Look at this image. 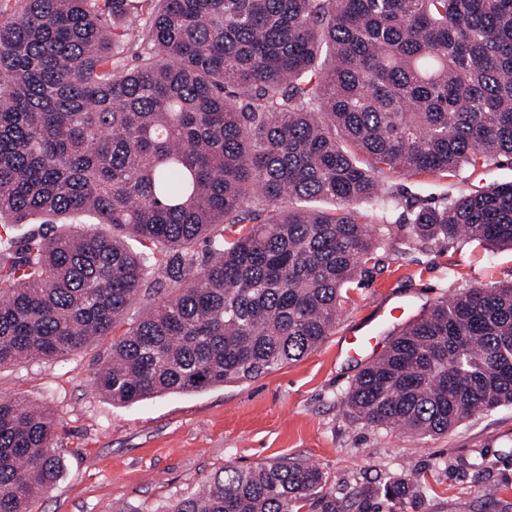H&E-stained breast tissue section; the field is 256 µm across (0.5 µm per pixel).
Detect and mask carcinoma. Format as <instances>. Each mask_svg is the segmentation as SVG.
<instances>
[{
	"instance_id": "obj_1",
	"label": "carcinoma",
	"mask_w": 512,
	"mask_h": 512,
	"mask_svg": "<svg viewBox=\"0 0 512 512\" xmlns=\"http://www.w3.org/2000/svg\"><path fill=\"white\" fill-rule=\"evenodd\" d=\"M133 46L138 64L119 65ZM502 157L512 0H14L0 7V367L73 354L138 299L147 312L95 373L112 401L276 371L333 335L376 259L358 204L386 232L406 224L415 249L512 248V181L390 220L397 181ZM86 211L112 233L16 234L33 214ZM346 402L419 438L512 404V283L434 303ZM54 433L0 399V512L53 486ZM415 492L406 475L349 504L283 460L226 467L168 512H381Z\"/></svg>"
}]
</instances>
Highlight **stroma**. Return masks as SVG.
<instances>
[{
    "instance_id": "35a3bbf8",
    "label": "stroma",
    "mask_w": 512,
    "mask_h": 512,
    "mask_svg": "<svg viewBox=\"0 0 512 512\" xmlns=\"http://www.w3.org/2000/svg\"><path fill=\"white\" fill-rule=\"evenodd\" d=\"M509 181L512 162L504 160L456 178H409L402 187L416 204L432 206ZM393 245L352 288L335 335L253 380L115 403L94 382L111 351L108 336L63 358L1 367L0 396L41 407L55 420L61 472L30 512H157L197 493L224 467L285 459L318 469L346 499L362 486L415 476L419 496L394 500L393 512H499L484 490L498 488L500 499L512 502V404L423 439L375 427L345 398L369 358L339 352L338 342L379 309L403 306L402 317L383 320L376 331V348L384 350L390 331L436 300L512 282V249L454 242L413 250L398 228Z\"/></svg>"
}]
</instances>
